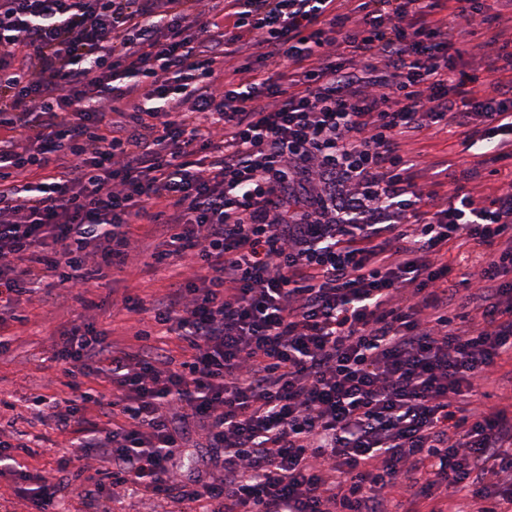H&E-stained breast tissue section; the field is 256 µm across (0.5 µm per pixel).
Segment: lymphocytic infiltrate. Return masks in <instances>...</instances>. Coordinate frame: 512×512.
Wrapping results in <instances>:
<instances>
[{"label": "lymphocytic infiltrate", "instance_id": "1", "mask_svg": "<svg viewBox=\"0 0 512 512\" xmlns=\"http://www.w3.org/2000/svg\"><path fill=\"white\" fill-rule=\"evenodd\" d=\"M200 3L0 0V347L50 287L80 306L52 341L72 395L32 410L84 426L95 512H512V397L474 400L512 360V170L441 195L402 148L451 124L482 163L512 159V36L460 48L484 0ZM136 223L175 274L125 298L150 321L118 349L82 290L132 260ZM172 335L182 360L148 355ZM192 420L219 481L172 466ZM29 453L0 434L51 512L82 472Z\"/></svg>", "mask_w": 512, "mask_h": 512}]
</instances>
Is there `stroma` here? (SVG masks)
I'll return each mask as SVG.
<instances>
[{"instance_id":"obj_1","label":"stroma","mask_w":512,"mask_h":512,"mask_svg":"<svg viewBox=\"0 0 512 512\" xmlns=\"http://www.w3.org/2000/svg\"><path fill=\"white\" fill-rule=\"evenodd\" d=\"M408 150L457 174L474 165L472 152L465 149L451 126L424 132L418 141L409 144ZM138 231L136 257L123 271L90 285L87 292L98 305V329L106 331L113 344L120 347L132 343L140 319L139 314L125 309V298L150 301L165 293L169 283V271L152 265L155 238L147 226H139ZM74 307L68 289H53L50 297L29 306V323L16 329L8 347L0 351V431L13 432L39 445L38 455L27 460L32 469L52 466L58 452L70 445V435L60 433L52 420L32 417L28 399L35 393L57 398L68 395L61 367L52 359V338L62 324L72 319ZM181 443L182 452L173 463L184 480L222 478L223 470L214 463L213 449L206 446L201 423L184 425Z\"/></svg>"}]
</instances>
